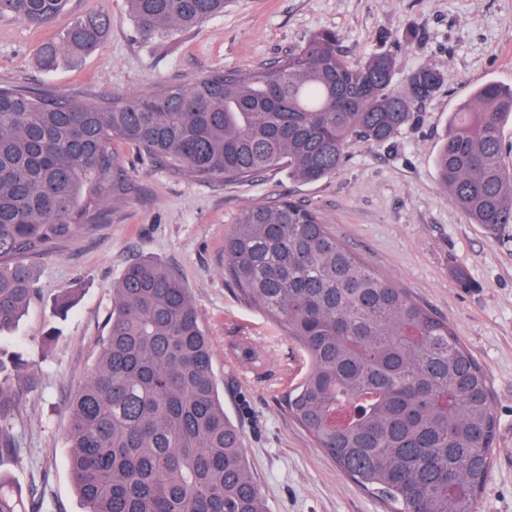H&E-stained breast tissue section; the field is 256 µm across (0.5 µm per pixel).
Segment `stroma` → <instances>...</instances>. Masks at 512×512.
I'll return each mask as SVG.
<instances>
[{
    "mask_svg": "<svg viewBox=\"0 0 512 512\" xmlns=\"http://www.w3.org/2000/svg\"><path fill=\"white\" fill-rule=\"evenodd\" d=\"M88 14L112 20L103 47L44 69L38 48ZM324 28L339 32L349 61L390 55L393 88L422 67L439 72L442 84L392 142L352 140L341 170L317 182L284 171L240 183L186 179L113 139L129 194L107 202L102 222L34 261L38 294L0 342V374L18 398L12 432L24 453L20 466L1 475L23 505L37 500L50 512H83L68 467L69 404L99 355L113 283L145 257L175 270L191 294L211 341L224 411L244 436L269 512H384L286 414L282 390L300 373L301 353L278 325L241 301L224 273V238L240 210L289 197L316 207L350 251L446 319L477 360L490 382L496 423L477 512H512V224L491 232L472 223L440 185L435 166L450 113L481 84L512 85V0H227L223 14L155 43L138 39L126 0H70L45 27L0 20V85L95 105L189 84L215 68L272 66ZM65 290L73 306L59 318L54 301ZM243 336L265 354L259 369L230 354Z\"/></svg>",
    "mask_w": 512,
    "mask_h": 512,
    "instance_id": "1",
    "label": "stroma"
}]
</instances>
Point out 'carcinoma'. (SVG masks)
<instances>
[{"mask_svg":"<svg viewBox=\"0 0 512 512\" xmlns=\"http://www.w3.org/2000/svg\"><path fill=\"white\" fill-rule=\"evenodd\" d=\"M68 0H0V19L50 23ZM138 36L172 39L224 12V0H127ZM111 20L75 18L39 49L51 69L87 56ZM394 62H351L334 29L311 33L272 68L213 70L189 84L84 105L0 86V336L37 295L29 260L95 223L128 191L117 137L194 179L246 181L286 170L316 182L343 166L348 142L390 141L441 75L422 67L392 88ZM512 86L488 82L451 114L436 169L471 221L512 224V169L501 124ZM224 268L244 301L303 351L282 400L352 480L389 512H476L495 419L486 374L448 321L342 245L317 209L290 198L240 211ZM94 368L70 404L69 472L86 512H267L224 413L212 350L177 273L153 259L112 285ZM0 381V467L22 463ZM0 512H25L0 475Z\"/></svg>","mask_w":512,"mask_h":512,"instance_id":"obj_1","label":"carcinoma"}]
</instances>
